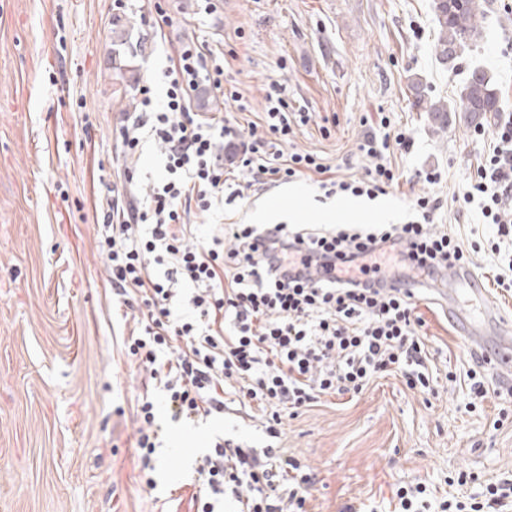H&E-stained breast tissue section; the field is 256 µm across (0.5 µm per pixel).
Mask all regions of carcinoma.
<instances>
[{
    "mask_svg": "<svg viewBox=\"0 0 512 512\" xmlns=\"http://www.w3.org/2000/svg\"><path fill=\"white\" fill-rule=\"evenodd\" d=\"M432 7L437 28L434 50L438 59L446 63L450 52L462 55L480 37L479 20L486 13V0H432ZM412 90L417 106L433 120L449 117L448 106L426 96L420 82L412 83ZM456 111L458 120L473 127L482 126L484 120L501 112L496 88L480 68L469 72Z\"/></svg>",
    "mask_w": 512,
    "mask_h": 512,
    "instance_id": "cac0c4a2",
    "label": "carcinoma"
}]
</instances>
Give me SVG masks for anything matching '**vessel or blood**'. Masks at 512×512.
Here are the masks:
<instances>
[{"label": "vessel or blood", "instance_id": "1", "mask_svg": "<svg viewBox=\"0 0 512 512\" xmlns=\"http://www.w3.org/2000/svg\"><path fill=\"white\" fill-rule=\"evenodd\" d=\"M448 287L442 288L444 310L469 350L483 354L498 376L512 374V319L499 313L482 281L464 263L449 269ZM468 286L467 305L459 303V286Z\"/></svg>", "mask_w": 512, "mask_h": 512}]
</instances>
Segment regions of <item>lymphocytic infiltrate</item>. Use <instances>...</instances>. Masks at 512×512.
Returning a JSON list of instances; mask_svg holds the SVG:
<instances>
[{"label": "lymphocytic infiltrate", "instance_id": "1", "mask_svg": "<svg viewBox=\"0 0 512 512\" xmlns=\"http://www.w3.org/2000/svg\"><path fill=\"white\" fill-rule=\"evenodd\" d=\"M166 99L156 103L149 85L138 88L141 108L126 116L122 143L136 154L143 138L164 148L166 176L145 201L116 194L102 209L97 235L109 261L113 295L136 304L128 356L144 372L137 402L141 421L134 442L139 477L153 486V454L162 428L157 403L172 421L223 415L228 402L269 409L265 433L282 435L294 416L321 397L357 395L375 378L401 375L428 391L433 375L409 278L433 276L464 262L457 239L426 232L438 203L417 198L414 219L403 224H347L333 229H290L284 224H227L221 234L187 241L192 208L207 211L243 197L230 168L251 169L264 188L318 176L326 194L375 198L398 185L387 160L391 121L377 115L359 152L372 162L360 181L337 179L312 153H284L293 121L281 83L270 82L261 120L263 136L244 134L223 113L190 109L191 92L222 89L224 57L205 43L171 48ZM224 151H217V142ZM464 203H478L496 226L492 253L512 243V120L502 119L473 173ZM238 246L228 252L225 237ZM196 512H216L233 499L239 512H307L316 476L274 444L248 448L216 436L196 459ZM441 512H512V479L488 483L476 502L441 501Z\"/></svg>", "mask_w": 512, "mask_h": 512}]
</instances>
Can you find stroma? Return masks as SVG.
Segmentation results:
<instances>
[{
    "label": "stroma",
    "mask_w": 512,
    "mask_h": 512,
    "mask_svg": "<svg viewBox=\"0 0 512 512\" xmlns=\"http://www.w3.org/2000/svg\"><path fill=\"white\" fill-rule=\"evenodd\" d=\"M432 0H0V512H190L194 460L216 434L261 448L266 409L251 403L194 423L157 420L154 488L141 486L132 444L140 421L142 371L123 341L134 327L112 296L98 248L94 204L112 192L145 199L164 176L162 149L144 139L125 155L117 130L124 89L112 67V27L126 24L135 54H122L138 82L165 98L169 42H207L222 52L225 86L248 100L240 125L256 120L272 81L290 111L311 118L293 128L287 152L325 158L338 177H364L358 145L380 112L409 147L388 157L401 185L346 210L316 182L248 190L224 209L192 211L199 234L225 224H314L326 229L402 224L417 197L439 201L434 230L458 237L496 306L512 317V291L496 276L507 258L490 252L494 225L461 199L484 152V134L438 129L415 104L411 84L448 106L481 67L512 112V0H489L476 44L455 67L434 52ZM167 15L169 27L154 26ZM133 178H126V171ZM435 172L437 183L425 176ZM480 250H472V242ZM425 342L440 378L433 392L401 376L375 379L352 401L324 397L284 420L280 447L307 465L317 484L309 512H387L395 485H427L434 496L466 500L512 477V418L500 420L491 393L469 405L463 373L469 351L442 309L423 310ZM470 473L466 485L449 476Z\"/></svg>",
    "instance_id": "obj_1"
}]
</instances>
